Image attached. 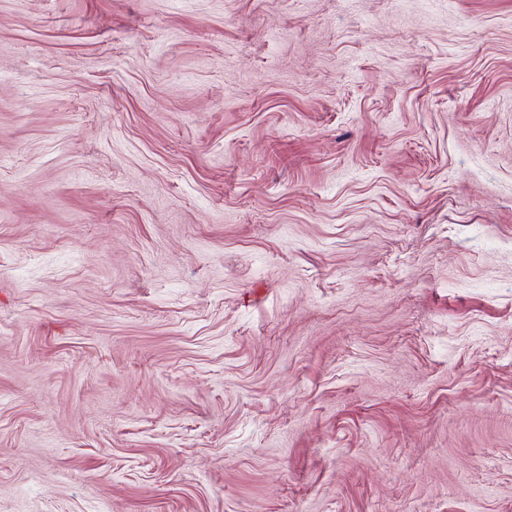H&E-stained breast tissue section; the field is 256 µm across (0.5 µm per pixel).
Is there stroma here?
<instances>
[{
    "label": "stroma",
    "instance_id": "stroma-1",
    "mask_svg": "<svg viewBox=\"0 0 512 512\" xmlns=\"http://www.w3.org/2000/svg\"><path fill=\"white\" fill-rule=\"evenodd\" d=\"M0 512H512V0H0Z\"/></svg>",
    "mask_w": 512,
    "mask_h": 512
}]
</instances>
